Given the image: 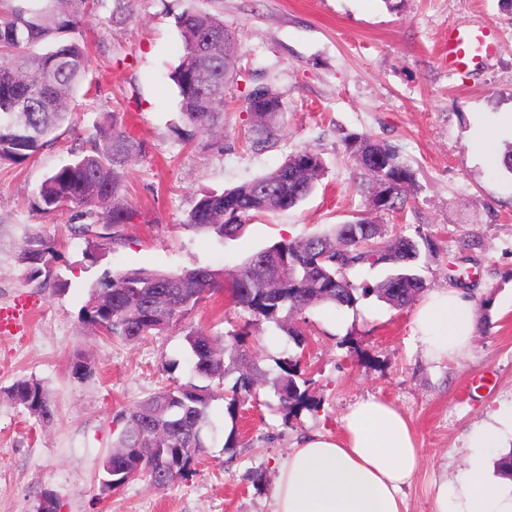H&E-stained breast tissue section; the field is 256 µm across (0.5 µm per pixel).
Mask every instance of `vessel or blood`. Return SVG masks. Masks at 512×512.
Returning <instances> with one entry per match:
<instances>
[{"instance_id": "b4317fda", "label": "vessel or blood", "mask_w": 512, "mask_h": 512, "mask_svg": "<svg viewBox=\"0 0 512 512\" xmlns=\"http://www.w3.org/2000/svg\"><path fill=\"white\" fill-rule=\"evenodd\" d=\"M498 50L499 39L494 29L454 26L449 28L442 43L440 62L452 74L475 72Z\"/></svg>"}]
</instances>
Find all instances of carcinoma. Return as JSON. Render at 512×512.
I'll return each mask as SVG.
<instances>
[{"label":"carcinoma","mask_w":512,"mask_h":512,"mask_svg":"<svg viewBox=\"0 0 512 512\" xmlns=\"http://www.w3.org/2000/svg\"><path fill=\"white\" fill-rule=\"evenodd\" d=\"M137 0H9L0 11V161L23 163L49 142L75 112V95L91 67L82 29L109 10L114 25L131 23ZM181 39L178 64L168 74L178 91L180 121L175 132L189 139L200 133L224 139V96L231 82L224 78V51L234 54L235 74H242L235 32L219 17L192 8L174 15ZM245 111L250 125L239 134L243 145L261 150L274 143L285 115L281 93L258 73L245 76ZM343 147L356 164L355 179L368 192V206L377 212H399L414 181L412 169L396 148L371 134L349 133ZM145 152L116 111L105 112L95 134L71 158L50 171L39 185L33 208L45 215L71 212L68 233L87 242L96 259L122 242L117 229L131 223L134 212L124 194L131 165ZM324 171L321 153L305 147L279 165L222 192L199 194L183 226L212 232L222 240L240 238L247 221L297 207L316 188ZM420 241L390 234L382 224L356 218L329 232L276 242L262 248L230 273L209 266L162 273L147 268L104 272L90 285L80 311L82 327L127 343H141L181 325L203 300L227 287L235 306L250 319L246 327L218 341L201 328H191L185 341L194 372L207 385H166L120 414L119 443L104 463L101 489L109 492L140 479L165 489L189 478L214 433L211 404L227 375L238 377L224 395L232 427L224 447L233 448L241 432L240 406L258 394L260 371L242 370L248 358L246 328L272 324L298 348L303 330L293 316L312 308H352L371 293L395 308L410 306L425 290L417 273ZM58 258L57 244L40 233L27 236L19 261L30 280L41 277ZM383 266L391 273L376 287L358 288L346 277L356 266ZM273 388L284 422L316 407L307 389L300 356L284 350L276 360ZM9 395L30 413L48 422L53 411L40 383L15 382Z\"/></svg>","instance_id":"cac0c4a2"}]
</instances>
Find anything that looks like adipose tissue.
I'll return each mask as SVG.
<instances>
[{
  "label": "adipose tissue",
  "mask_w": 512,
  "mask_h": 512,
  "mask_svg": "<svg viewBox=\"0 0 512 512\" xmlns=\"http://www.w3.org/2000/svg\"><path fill=\"white\" fill-rule=\"evenodd\" d=\"M414 330L427 355L465 356L476 330L474 303L457 288L429 293ZM508 422L512 408L503 407L469 430L468 467L440 483L435 512H512V487L486 466ZM421 461L411 422L398 408L376 397L359 401L345 414L341 436L311 434L279 464L271 512H404L402 490Z\"/></svg>",
  "instance_id": "adipose-tissue-1"
}]
</instances>
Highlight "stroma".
<instances>
[{
  "mask_svg": "<svg viewBox=\"0 0 512 512\" xmlns=\"http://www.w3.org/2000/svg\"><path fill=\"white\" fill-rule=\"evenodd\" d=\"M210 12L235 31L248 70L276 77L285 116L270 147L237 142L249 115L241 89L224 106L223 147L172 130L179 116L168 78L179 59L174 16L186 6ZM452 25L497 30L498 54L482 70L449 74L438 45ZM89 80L99 93L78 96L64 134L21 164L0 163V309L19 316L0 334V512H37L45 492L60 512H270L277 466L315 432L336 435L355 402L377 397L412 421L423 459L405 491L407 512H435L437 487L462 475L469 428L491 408L512 405V174L497 155L512 143V11L501 0H138L136 19L87 33ZM120 105L145 154L130 168L125 198L135 215L124 242L98 262L87 243L67 237L66 216L32 207L45 175L94 134L100 113ZM348 133H370L394 145L415 184L399 213H376L343 149ZM310 146L326 174L298 207L250 221L235 241L184 228L198 194L259 176ZM364 214L412 238L429 237L420 274L432 291L465 282L479 317L469 355L427 356L414 333V307L398 309L370 295L342 311L311 310L300 326L302 366L318 408L283 421L272 380L287 338L262 325L249 347L266 382L257 399L230 420L223 399L212 403L220 433L188 479L165 489L132 480L104 494L101 465L122 430L121 413L165 384L194 380L183 329L144 343L82 330L79 311L104 271L148 268L178 272L240 264L280 240L330 230ZM58 241L49 272L26 281L18 256L26 234ZM66 290H58V283ZM242 320L228 291L185 319L223 336ZM83 356L91 376L70 365ZM19 379L43 386L55 412L42 423L8 395ZM239 425L237 447L224 430Z\"/></svg>",
  "mask_w": 512,
  "mask_h": 512,
  "instance_id": "obj_1",
  "label": "stroma"
}]
</instances>
